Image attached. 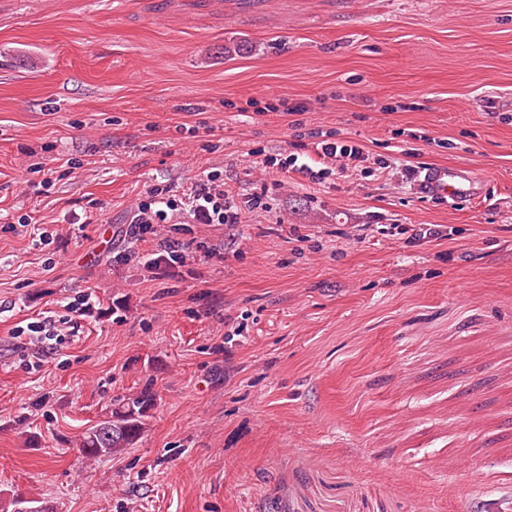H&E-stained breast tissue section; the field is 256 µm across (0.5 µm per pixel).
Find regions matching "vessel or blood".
<instances>
[{
	"label": "vessel or blood",
	"mask_w": 512,
	"mask_h": 512,
	"mask_svg": "<svg viewBox=\"0 0 512 512\" xmlns=\"http://www.w3.org/2000/svg\"><path fill=\"white\" fill-rule=\"evenodd\" d=\"M417 186L422 197L453 206L478 198L484 181L460 166H428L418 171Z\"/></svg>",
	"instance_id": "1"
}]
</instances>
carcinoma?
<instances>
[{
    "label": "carcinoma",
    "mask_w": 512,
    "mask_h": 512,
    "mask_svg": "<svg viewBox=\"0 0 512 512\" xmlns=\"http://www.w3.org/2000/svg\"><path fill=\"white\" fill-rule=\"evenodd\" d=\"M152 384L120 400L109 417L90 428L82 437L81 451L85 458L96 460L112 456L133 445L145 432L146 421L155 406Z\"/></svg>",
    "instance_id": "obj_1"
}]
</instances>
